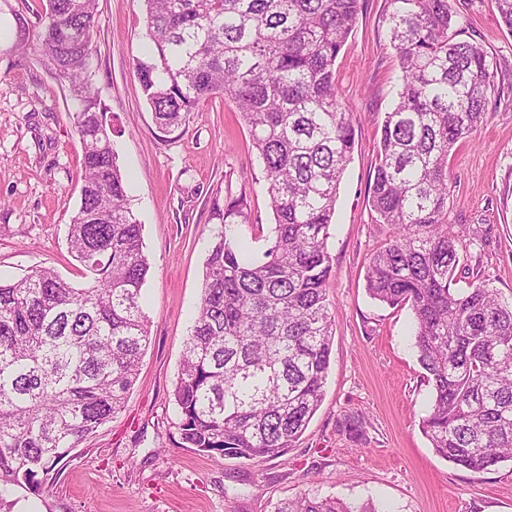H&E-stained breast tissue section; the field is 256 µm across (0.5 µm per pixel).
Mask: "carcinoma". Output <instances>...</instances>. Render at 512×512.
<instances>
[{
	"instance_id": "1",
	"label": "carcinoma",
	"mask_w": 512,
	"mask_h": 512,
	"mask_svg": "<svg viewBox=\"0 0 512 512\" xmlns=\"http://www.w3.org/2000/svg\"><path fill=\"white\" fill-rule=\"evenodd\" d=\"M149 52L136 74L171 133L216 97L232 100L265 172L270 246L235 234L244 197L214 200L200 302L173 402L185 447L207 456H282L318 410L334 313L327 249L354 146L335 61L361 0H144ZM41 52L77 103L80 203L68 228L82 285L36 266L0 283V493L34 491L124 404L150 341L149 272L112 128L91 79L97 0H47ZM402 86L385 113L370 206L388 242L369 258V295L413 313L418 362L434 390L421 428L436 455L476 477L512 460V303L484 281L451 287L467 233L448 222V160L474 137L494 62L457 39L451 0H390L384 18ZM275 512H375L306 493Z\"/></svg>"
}]
</instances>
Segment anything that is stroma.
Returning <instances> with one entry per match:
<instances>
[{
    "label": "stroma",
    "instance_id": "stroma-1",
    "mask_svg": "<svg viewBox=\"0 0 512 512\" xmlns=\"http://www.w3.org/2000/svg\"><path fill=\"white\" fill-rule=\"evenodd\" d=\"M46 0H0V281L51 266L82 284L67 233L80 199L82 145L74 103L39 46ZM388 0H363L336 63L354 147L329 228L327 292L335 340L322 403L293 448L252 460L199 455L179 440L172 392L200 301L213 200L245 195L240 239L261 254L274 217L262 163L230 100L217 97L171 134L158 129L135 72L145 51L144 0H98L93 84L142 225L150 344L124 407L45 474L37 493L0 495V512H274L309 492L376 512H512V463L474 476L437 456L421 429L424 379L409 308L372 299L370 255L390 228L374 221L382 120L399 89L383 26ZM462 36L497 64L482 126L448 162V219L479 235L469 272L512 301V32L491 0H452Z\"/></svg>",
    "mask_w": 512,
    "mask_h": 512
}]
</instances>
